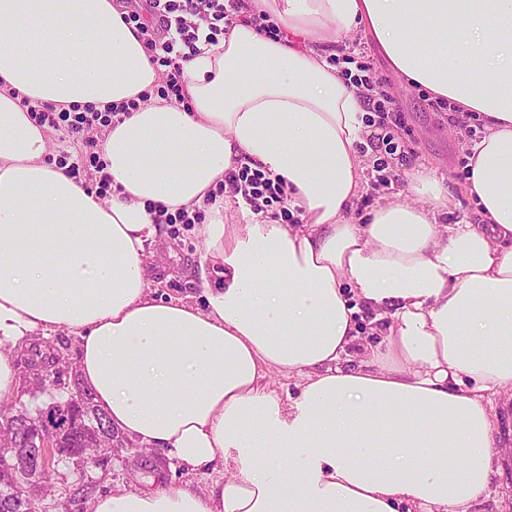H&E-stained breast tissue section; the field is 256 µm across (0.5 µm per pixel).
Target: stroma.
Masks as SVG:
<instances>
[{"label":"stroma","instance_id":"1","mask_svg":"<svg viewBox=\"0 0 512 512\" xmlns=\"http://www.w3.org/2000/svg\"><path fill=\"white\" fill-rule=\"evenodd\" d=\"M362 49L382 80V88L393 98L404 115V123L395 129L394 136L403 154L395 161L397 181L387 186L375 185L373 169H366L362 190L355 204L356 214L378 207L388 201L409 199V171L420 168L443 177L454 204L448 215L442 216L445 224L456 222L478 224L482 216L475 199L466 189V147L470 141L469 128L480 127V120H472L470 127L450 124L446 106L432 101L426 93L403 88L392 73L387 59L372 41L362 40ZM52 150L60 160L76 166L78 179L87 188L107 197L106 188L100 187L90 164L89 140L95 132L68 134L66 129L52 131ZM207 218L197 214L194 223L172 224L162 222L157 234L145 249L153 258L147 268V282L154 296L163 300H183L205 306L206 283L216 282L214 270H202L200 263L204 252L200 235ZM71 463L57 461L50 476L52 489L36 502L37 512H56L58 502H66L69 512H89L93 499L106 496L118 489L147 490L153 482L188 483L205 488L208 477L177 465L160 449L116 448L110 456L90 470L83 479H76Z\"/></svg>","mask_w":512,"mask_h":512}]
</instances>
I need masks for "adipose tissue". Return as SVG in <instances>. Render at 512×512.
Wrapping results in <instances>:
<instances>
[{
  "mask_svg": "<svg viewBox=\"0 0 512 512\" xmlns=\"http://www.w3.org/2000/svg\"><path fill=\"white\" fill-rule=\"evenodd\" d=\"M253 4L281 36L225 27L164 100L119 0H0V401L18 341L67 331L115 431L213 474L90 512H459L487 496L506 454L492 410L512 406V0ZM358 33L405 87L483 118L482 223H441L448 190L417 169L416 203L354 220L365 110L331 58ZM47 105L125 107L100 144L109 198L59 163L31 117ZM240 161L307 223L209 202ZM181 210L206 214L223 278L202 307L146 282L157 217ZM364 307L385 329L357 360Z\"/></svg>",
  "mask_w": 512,
  "mask_h": 512,
  "instance_id": "adipose-tissue-1",
  "label": "adipose tissue"
}]
</instances>
